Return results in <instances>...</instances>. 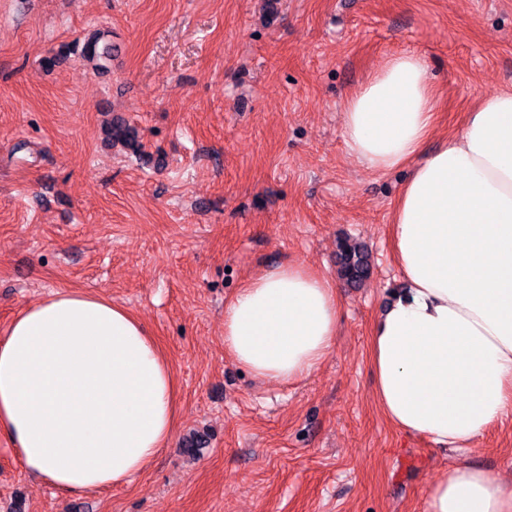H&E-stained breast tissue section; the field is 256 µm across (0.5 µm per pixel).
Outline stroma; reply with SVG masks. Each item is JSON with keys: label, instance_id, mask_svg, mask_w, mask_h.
<instances>
[{"label": "stroma", "instance_id": "stroma-1", "mask_svg": "<svg viewBox=\"0 0 512 512\" xmlns=\"http://www.w3.org/2000/svg\"><path fill=\"white\" fill-rule=\"evenodd\" d=\"M93 33L106 69L44 57ZM421 54L438 92L427 148L480 95L512 89V0H0V333L61 288L125 307L178 385L175 447L121 488L61 497L0 434V512H426L467 462L512 484V418L467 451L393 427L369 341L403 287L390 233L408 168L349 152L348 94ZM121 119L141 153L109 143ZM364 244V287L336 250ZM334 280L336 341L279 384L224 350V305L268 269ZM337 247L339 277L352 287H360L371 274L367 251L361 244L349 239L339 240Z\"/></svg>", "mask_w": 512, "mask_h": 512}]
</instances>
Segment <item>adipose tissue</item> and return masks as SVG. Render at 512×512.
Here are the masks:
<instances>
[{
  "label": "adipose tissue",
  "mask_w": 512,
  "mask_h": 512,
  "mask_svg": "<svg viewBox=\"0 0 512 512\" xmlns=\"http://www.w3.org/2000/svg\"><path fill=\"white\" fill-rule=\"evenodd\" d=\"M424 58L385 60L348 96L346 143L375 171L411 165L391 221L404 288L371 334L374 395L395 428L468 448L512 414V91L481 96L435 150ZM331 281L303 264L264 272L224 307V349L254 376L291 382L331 351ZM176 382L125 308L62 289L0 337V433L61 493L124 486L176 442ZM427 512H512V488L460 462Z\"/></svg>",
  "instance_id": "ef3b65f1"
}]
</instances>
